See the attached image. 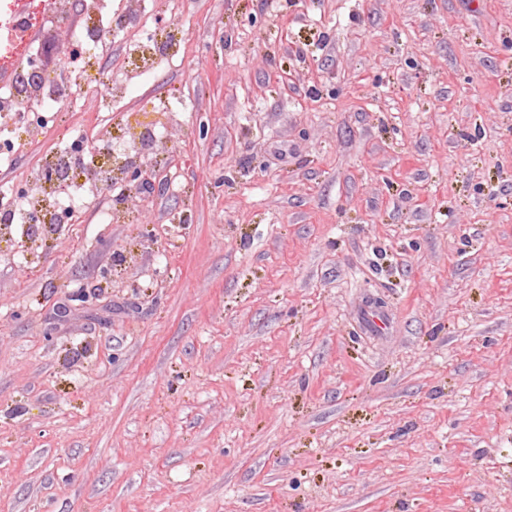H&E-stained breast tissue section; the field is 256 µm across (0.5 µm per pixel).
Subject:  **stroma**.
<instances>
[{
    "instance_id": "stroma-1",
    "label": "stroma",
    "mask_w": 512,
    "mask_h": 512,
    "mask_svg": "<svg viewBox=\"0 0 512 512\" xmlns=\"http://www.w3.org/2000/svg\"><path fill=\"white\" fill-rule=\"evenodd\" d=\"M143 9L185 55L0 158L180 111L124 214L0 231V512H512V0Z\"/></svg>"
}]
</instances>
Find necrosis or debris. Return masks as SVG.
Masks as SVG:
<instances>
[{
  "label": "necrosis or debris",
  "instance_id": "1",
  "mask_svg": "<svg viewBox=\"0 0 512 512\" xmlns=\"http://www.w3.org/2000/svg\"><path fill=\"white\" fill-rule=\"evenodd\" d=\"M70 7L81 11L85 18L79 33L84 62L74 71L57 69L30 78L24 76L0 89V129L5 132L0 142L6 150H13L17 138L33 140L43 135L52 113L67 108L79 92L105 87L103 105L108 108L113 98L129 91L128 83L112 71L100 68L97 58L118 31L139 24L142 12L133 6L118 15L115 23L108 24L103 19L101 0H0V63L27 42L38 19L64 21ZM181 44L177 23L168 22L154 38L127 43L126 70L145 76L165 62L162 47L176 48ZM28 102L38 104V111H25ZM154 113V108L144 105L128 115L126 145L122 150L113 149L108 137L91 144L79 137L48 156L40 174L1 188L0 226L34 223L49 235L60 220L80 222L85 205L105 191L112 192L114 206H121L124 197L116 192L121 183L119 173L154 128Z\"/></svg>",
  "mask_w": 512,
  "mask_h": 512
}]
</instances>
